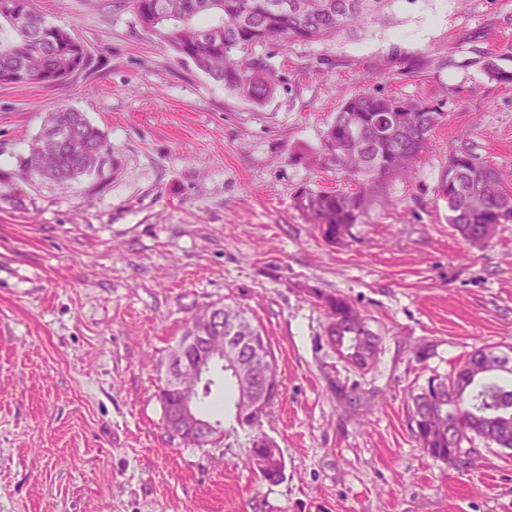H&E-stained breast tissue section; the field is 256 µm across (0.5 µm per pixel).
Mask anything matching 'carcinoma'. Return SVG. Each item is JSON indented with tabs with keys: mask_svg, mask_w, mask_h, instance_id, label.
<instances>
[{
	"mask_svg": "<svg viewBox=\"0 0 512 512\" xmlns=\"http://www.w3.org/2000/svg\"><path fill=\"white\" fill-rule=\"evenodd\" d=\"M396 0H132L137 20L160 46L225 89L260 104L276 91L277 78L268 59L249 55L258 44L311 41L341 32L360 31L386 17ZM96 58L84 51L70 30L47 21L33 0H0V83H35L53 88L91 70ZM445 115L441 100L406 99L362 87L348 93L328 127L323 148L299 160L332 163L356 178L360 190L350 194L300 195L323 238L336 244L359 218L367 194L393 178H410L419 154L428 148L432 132ZM112 160L103 132L84 113L62 105L48 113L27 152L16 157L12 172L0 169V184L13 186L33 176L58 183L78 181L102 170ZM448 203V223L465 240L485 241L486 229L512 219V191L501 172L482 162L462 142L449 151L448 165L436 186ZM336 324L328 335L341 337L347 352L378 344L366 319L345 297L313 289ZM224 335L263 337L265 354L273 352L268 337L246 311L225 304ZM478 350L447 376H435L412 397L414 434L420 447L437 460L463 454L462 443L474 437L512 448V366L487 375H470ZM224 398L231 401L234 422L252 434L243 466L262 482L284 478L285 460L255 469L254 460L270 447L262 419L280 397V379L267 389L262 402L243 401L253 373L266 364L242 354L236 364L220 366ZM223 422L195 442L215 445L224 438Z\"/></svg>",
	"mask_w": 512,
	"mask_h": 512,
	"instance_id": "cac0c4a2",
	"label": "carcinoma"
}]
</instances>
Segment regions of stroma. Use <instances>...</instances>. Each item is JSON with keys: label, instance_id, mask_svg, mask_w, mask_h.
<instances>
[{"label": "stroma", "instance_id": "stroma-1", "mask_svg": "<svg viewBox=\"0 0 512 512\" xmlns=\"http://www.w3.org/2000/svg\"><path fill=\"white\" fill-rule=\"evenodd\" d=\"M96 55L54 88L0 84V169L66 104L112 162L69 184L34 178L0 201V512H512V450L462 461L416 441L411 396L473 349L512 346V221L479 245L436 185L450 149L512 171V0H396L358 34L253 48L280 77L256 104L179 60L129 0H35ZM446 100L415 175L389 182L339 244L301 191L347 193L321 150L344 94ZM367 317L362 370L328 340L313 289ZM267 334L282 396L262 430L285 475L243 466L250 437L199 448L171 436L160 365L213 303ZM357 401H349V394Z\"/></svg>", "mask_w": 512, "mask_h": 512}]
</instances>
